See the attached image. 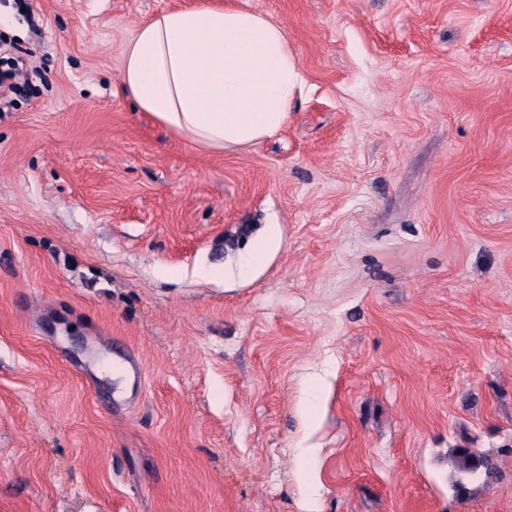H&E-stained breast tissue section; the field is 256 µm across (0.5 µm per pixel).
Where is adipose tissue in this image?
Wrapping results in <instances>:
<instances>
[{"label": "adipose tissue", "instance_id": "ef3b65f1", "mask_svg": "<svg viewBox=\"0 0 512 512\" xmlns=\"http://www.w3.org/2000/svg\"><path fill=\"white\" fill-rule=\"evenodd\" d=\"M302 84L283 27L224 4L164 10L137 28L121 88L158 126L224 150L279 133Z\"/></svg>", "mask_w": 512, "mask_h": 512}]
</instances>
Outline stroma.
<instances>
[{"mask_svg": "<svg viewBox=\"0 0 512 512\" xmlns=\"http://www.w3.org/2000/svg\"><path fill=\"white\" fill-rule=\"evenodd\" d=\"M28 2L0 512H512V0H231L305 81L224 151L120 92L135 29L209 0ZM464 440L504 478L460 501Z\"/></svg>", "mask_w": 512, "mask_h": 512, "instance_id": "stroma-1", "label": "stroma"}]
</instances>
